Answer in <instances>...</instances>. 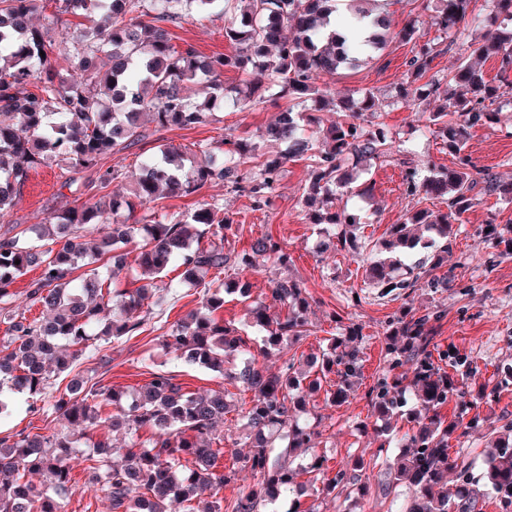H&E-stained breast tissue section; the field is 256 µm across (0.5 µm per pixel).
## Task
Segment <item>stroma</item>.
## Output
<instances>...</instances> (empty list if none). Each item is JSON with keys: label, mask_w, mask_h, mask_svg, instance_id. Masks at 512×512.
Here are the masks:
<instances>
[{"label": "stroma", "mask_w": 512, "mask_h": 512, "mask_svg": "<svg viewBox=\"0 0 512 512\" xmlns=\"http://www.w3.org/2000/svg\"><path fill=\"white\" fill-rule=\"evenodd\" d=\"M171 32L172 44L179 49L191 45L206 56L230 50L224 39V19L220 16L188 17L172 27ZM409 52L408 44L395 39L388 43L379 59L339 70L320 80L321 85L334 92L373 90L384 106L380 120L392 129L397 143L404 147L403 153L393 154L386 162H374L362 173L360 179L370 192L367 197H353L348 202L349 211L360 219L362 239L369 247L384 239L389 225L403 222L406 213L418 206L403 194L406 168L440 170L452 162L441 142L425 133L422 113L391 101ZM285 105L282 99L258 106L226 104L215 110L207 125L153 133L132 150L112 156L111 161L121 164L127 176L132 177L138 173L141 159L156 154L160 144L187 145L215 141L227 135L254 143L263 153L267 146L260 141L259 134ZM467 147L478 166L492 169L505 179L512 177V116L502 115L496 128L473 129ZM307 169V158L289 160L271 206L262 211L252 210L247 198L220 185L204 187L195 197L168 199L167 204L170 212L178 213L195 209L201 199L218 200L233 213L239 225L232 247H249L252 239L262 235L272 236L287 247L292 257L291 274L305 282L313 297L308 312L310 334L294 346V353L319 351L329 338L342 333L349 324L360 325L364 368L349 403L331 405L321 391L312 395L310 404L322 418L316 454L325 456L328 468L333 471L350 457L364 456L370 464L363 477L369 491L363 494L355 490L326 500L321 509L322 512H400L410 494L408 487L400 486L396 494L388 497L378 490L397 451L384 447L380 435L383 424L376 419L370 399L373 383L390 366L385 331L405 309L438 310L441 317L434 323L432 347L455 352L472 362V372L464 380L463 403L448 404L442 410L443 416L450 418L466 411L493 422L504 413H512V391L500 394L494 391L497 368L512 363V256L493 257L481 233L489 213H497L500 223L512 221V204L487 197L466 214L448 259L457 276L453 287L419 288L392 300H382L377 289L364 283L359 256L345 252L319 254V229L308 223L302 202ZM60 174L53 164L30 172L11 217L17 231H28L63 209ZM197 303V290L190 286L167 295L162 307L150 315L144 333L122 344L102 345L101 357L77 361L75 372L129 397L148 382L149 367L159 365L175 371L188 391L221 388L224 384L221 377L178 364L173 353L162 346L163 333L196 309ZM13 400L12 415L0 420V437L22 431L41 434L49 427L65 428V420L53 412L47 400L25 393L14 394Z\"/></svg>", "instance_id": "obj_1"}]
</instances>
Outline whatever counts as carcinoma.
I'll return each mask as SVG.
<instances>
[{
  "instance_id": "carcinoma-1",
  "label": "carcinoma",
  "mask_w": 512,
  "mask_h": 512,
  "mask_svg": "<svg viewBox=\"0 0 512 512\" xmlns=\"http://www.w3.org/2000/svg\"><path fill=\"white\" fill-rule=\"evenodd\" d=\"M53 15L41 26L31 23L43 0H0V221L10 217L30 171L57 162L63 185L83 183L88 200L65 206L31 232L35 239L0 235V321L8 324V340L0 344V416L13 401L4 386L32 397L45 395L50 378L63 373L92 347V341L125 343L144 332L145 315L183 284L200 289L199 308L173 323L163 335L186 367L216 372L251 400L234 399L224 388L188 392L174 372L150 370L149 381L127 399L109 387L74 378L66 392L49 395L52 409L87 434L107 435L93 443L88 462L89 485L102 486L98 512H200L205 495L214 498L206 512H280L278 503L291 501L288 512H320L301 499L336 496L356 485L370 466L363 456L352 457L332 478L323 461L300 459L319 435V418L307 408V397L327 390L333 405L346 403L360 379L361 327L346 326L329 339L326 349L311 356L314 369L295 367L289 358L278 374L256 366L234 325L214 318L224 296L236 294L245 304L251 324L266 332L269 356L280 355L307 336L310 295L297 277L272 280L271 303L255 300L247 284L231 286L223 275L245 274L258 256L276 269H287L291 256L282 244L263 235L250 249L224 250V241L237 236L239 225L219 202L204 203L186 214H170L162 200L186 197L221 182L249 199L260 211L272 197L288 160L307 157L303 198L308 221L339 228L333 249L363 251L357 215L344 198L364 197L367 188L355 185L365 163L395 151L388 125L371 117L382 103L372 91L332 93L317 85L320 75L357 66L381 56L389 41L386 16L350 0L348 12L336 15V0H52ZM488 8L469 10L472 0H436L431 25L439 35L423 39L416 20L395 37L411 45V57L396 84L394 99L414 112L428 113V127L452 156L453 167L425 175L409 168L404 194L439 199L447 210L420 209L404 222L390 226L381 244L384 256L362 258L365 278L386 294L408 288H446L452 279L437 274L452 252L456 227L482 196L512 202V180L505 181L478 167L467 151L470 129L494 127L504 108L512 109V0H486ZM217 12L227 16L224 40L228 53L201 56L190 45L176 50L168 25L185 17ZM81 15L90 25L73 38L72 49H60L52 35L63 18ZM465 53L446 78L431 74L433 60L452 46ZM499 62L498 83L486 79L483 64ZM245 75L237 89L224 87V70ZM30 85L32 89L25 90ZM311 96L317 112L286 106L265 127L260 138L279 147L256 153V146L225 137L216 144L163 146L141 164V174L127 194L112 186L122 182L123 167L104 160L146 138L145 120L159 130L191 129L208 122L218 103L257 106L266 99ZM341 113L342 120L322 126L320 113ZM254 165L247 168L248 160ZM141 213L140 223L118 217L120 208ZM497 213L484 226L486 242L500 257L512 256V225L497 222ZM132 245L143 284L120 289V274L128 266ZM100 267L78 273L96 262ZM181 268L180 280L165 283L169 265ZM38 271L27 298L41 304L46 319L30 320L13 309L15 281ZM286 315H271V305ZM438 312L405 311L391 322L386 340L392 367L372 388L378 419H404L410 428L385 443L399 448L396 461L381 484L390 494L400 484L412 495L403 512H480L482 482L499 512H512V420L504 414L493 427L490 449L478 460L451 457L448 441L460 428H478L469 421L445 420L441 409L462 397L459 379L443 370L466 361L429 350L432 322ZM249 431L252 451L242 459L254 482L227 500L224 486L237 481L238 470L216 469L224 456V424L231 402ZM122 428L130 436L124 459H112L109 435ZM76 440L61 431L0 438V512H61L59 499L69 491L70 461ZM39 474L47 484L36 486Z\"/></svg>"
}]
</instances>
